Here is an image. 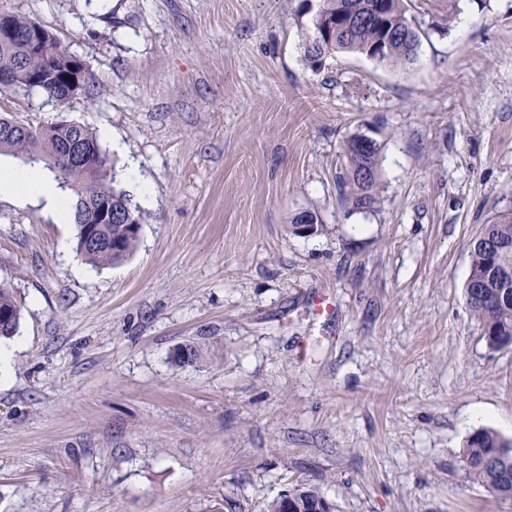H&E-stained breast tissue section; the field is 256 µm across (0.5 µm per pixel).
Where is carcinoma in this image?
<instances>
[{
    "label": "carcinoma",
    "mask_w": 512,
    "mask_h": 512,
    "mask_svg": "<svg viewBox=\"0 0 512 512\" xmlns=\"http://www.w3.org/2000/svg\"><path fill=\"white\" fill-rule=\"evenodd\" d=\"M459 0H300L298 18H307L303 33V57L311 70L341 53H353L385 66L401 68L417 57L425 34L418 17L431 18L430 28L445 32L458 11ZM0 25L13 36L0 38V72L17 71L23 83L14 91L37 90L64 106L71 100L69 84L78 79L82 92L95 86L96 78L78 55L52 38L39 39L40 23L17 13L0 15ZM364 134L351 136L344 147L345 172L340 177V197L353 212H368L380 202L379 157L381 144L362 142ZM79 142L87 153L81 168L69 162H47L62 188L72 191L67 200L75 225V252L97 267L119 265L135 251L138 238L129 226L142 221L131 208L127 193L116 184L109 153L86 126L61 120L46 127H19L10 114H0V155L32 158L39 152L59 150ZM108 204L121 218L100 225V241H83L84 227L97 221L99 209ZM467 305L482 328L489 349L512 347V209H505L484 225L471 243L470 271L466 282ZM24 305L14 289L0 283V340L16 335ZM470 475L503 498H512V440L490 429L472 434L463 453ZM297 500L305 512H313L323 498L315 487L300 484Z\"/></svg>",
    "instance_id": "carcinoma-1"
}]
</instances>
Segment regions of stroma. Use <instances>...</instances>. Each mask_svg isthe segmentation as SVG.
Segmentation results:
<instances>
[{"instance_id": "35a3bbf8", "label": "stroma", "mask_w": 512, "mask_h": 512, "mask_svg": "<svg viewBox=\"0 0 512 512\" xmlns=\"http://www.w3.org/2000/svg\"><path fill=\"white\" fill-rule=\"evenodd\" d=\"M298 4L0 0L97 80L63 109L2 92L0 113L96 131L142 216L129 259L95 267L73 224L0 193V283L24 304L0 512H264L301 483L335 512H512L462 456L478 429L512 439V349L464 291L512 206V0H460L405 68L317 73ZM368 129L382 198L354 213L337 181ZM301 210L316 235L293 233Z\"/></svg>"}]
</instances>
